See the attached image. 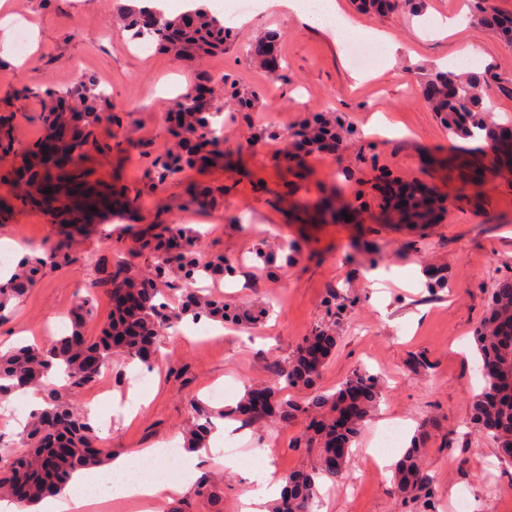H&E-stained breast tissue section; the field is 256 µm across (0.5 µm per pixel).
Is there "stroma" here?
Wrapping results in <instances>:
<instances>
[{"label": "stroma", "instance_id": "obj_1", "mask_svg": "<svg viewBox=\"0 0 512 512\" xmlns=\"http://www.w3.org/2000/svg\"><path fill=\"white\" fill-rule=\"evenodd\" d=\"M351 26L374 35L364 56L363 81L330 29L304 25L283 8L239 0H210L211 12L234 34L224 52L188 63L154 50L113 23L116 0H12V21L0 23V113L12 112L14 153L0 152V242L63 245L73 261L47 267L27 294L0 321V346L22 337L43 343L55 337L51 324L67 319L79 296L93 298L88 336L98 335L112 314L104 288L96 284L94 260L147 273L135 240L156 224H187L201 233L206 256H224L232 275L210 284L225 302L266 308L249 330L212 325L207 336L165 335L162 365L148 374L142 391L149 402L135 417L120 402L138 361L113 356L105 385L114 407L99 421L100 435L114 452L127 453L180 438L199 399L212 409H230L244 386L271 379L273 363L293 358L325 317L330 291L352 299L336 349L321 377L332 393L354 370L381 380L377 412L356 440L342 478L320 482V512H400L389 468L376 461L375 442L383 425L399 421L406 436L425 426L424 459L435 488V512H455L460 490H469V512H512V467L502 466L493 441L469 423L473 394L482 386L473 332L499 280L512 277V170L490 181L465 182L438 161L451 153L481 157L480 140L453 138L422 101L420 72L460 67L512 79V48L504 47L475 17L473 0H425L416 15L386 17L338 0ZM453 19L456 32L441 36L439 18ZM27 27L28 50H12L15 20ZM268 31L280 34L286 75L271 81L241 50ZM472 57H465V50ZM232 78L241 92L255 94L258 107L240 112L215 97L212 108L223 125L224 155L204 168L187 167L174 181H154L153 163L164 158L172 137L164 122L165 94L178 86L222 84ZM95 84L106 93V120L94 129L108 151L90 152L84 166L89 187L114 200L113 210L82 229L69 227L70 200L51 207L25 201L15 183L19 149L43 140L44 106L51 93ZM334 110L352 130L329 156L296 164L275 158L294 124ZM259 143H252V136ZM438 186L450 202L433 224H397L379 189L384 180ZM335 193L336 206L356 210L351 224L311 223L319 197ZM293 249L292 264L264 267L257 250ZM439 268L446 285H429L428 268ZM224 389L211 401L212 387ZM308 418L273 428L271 421L244 424L243 434L217 444L251 448L254 458L225 466L206 461L203 470L224 478L222 500L195 496L184 488L168 506L180 512H241L242 498L265 467L277 474L310 470L318 451L299 446Z\"/></svg>", "mask_w": 512, "mask_h": 512}]
</instances>
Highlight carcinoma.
Instances as JSON below:
<instances>
[{"mask_svg": "<svg viewBox=\"0 0 512 512\" xmlns=\"http://www.w3.org/2000/svg\"><path fill=\"white\" fill-rule=\"evenodd\" d=\"M365 12L383 14L390 10L417 13L424 0H357ZM479 20L493 30L503 45L512 48V14L497 11L488 0H479ZM117 17L134 37H151L156 46L173 56L192 60L224 50L229 31L205 8L189 10L165 20L152 10L132 4L118 7ZM278 51V37L266 33L249 45L247 54L266 72L284 76L286 63ZM423 101L440 115L454 138L481 139L488 155L486 167L476 177L491 178L512 168V137L508 128L496 123L486 102L488 79L483 75L456 71H430L421 74ZM79 98L82 110L71 115L60 106L44 113L50 135L36 149L22 152L20 177L33 204L49 205L54 194L64 188L73 197L82 219L91 217L90 207L106 203L83 180V161L93 146L92 128L107 118L97 107L99 94L84 86L71 93ZM216 113L211 104H202L188 95L178 100L174 135L183 151H172L157 164L160 182L185 167H204L213 156L224 153V139L213 136ZM51 189L46 194L44 190ZM396 199L404 222L429 217L442 202L425 188L403 187L390 195ZM197 234L185 224H156L141 238L137 250L147 256L153 267L150 278L136 276L127 266H116L99 278L108 288L114 312L97 337L85 335V325L93 316L90 299L80 298L71 310L69 330L56 339L33 345H21L0 351V401L9 396L35 390L47 407L29 413L22 434L25 451L0 454V498H10L24 507H32L49 494L67 487L73 475L82 469L99 468L112 459V449L104 446L99 429L93 426L87 408L77 402L82 391L97 381L103 367L115 353H125L145 365L152 364L160 338L183 319H206L222 323L230 318L245 326L260 322L263 311L247 305H232L192 287L199 278L222 277L232 272L224 257H202L197 249ZM62 246L23 255L10 277L0 281V319L15 301L21 299L47 265H56ZM171 286L173 296L158 287ZM350 297L332 293L325 301L326 321L298 348L285 366L273 368L274 381L263 387L266 403L258 405L250 386L233 413L252 420L271 418L286 428L299 416L316 412L312 422L314 440L319 448V466L312 471H296L284 477L285 485L270 507V512H314L319 497L318 479H336L344 475L351 445L381 399L377 376L365 369L355 370L333 394L320 390L322 368L336 345V330L343 325ZM512 325V279L493 288L484 318L475 331V345L484 385L472 396L470 422L490 437L503 453L506 465H512V343L505 339ZM490 362L496 370L485 368ZM285 386L305 390L303 402L290 399ZM197 415L195 423L183 433V448H204L214 429L212 410L203 402H190ZM418 434L391 467L392 482L401 503L409 507L429 504L433 481L425 467Z\"/></svg>", "mask_w": 512, "mask_h": 512, "instance_id": "obj_1", "label": "carcinoma"}]
</instances>
